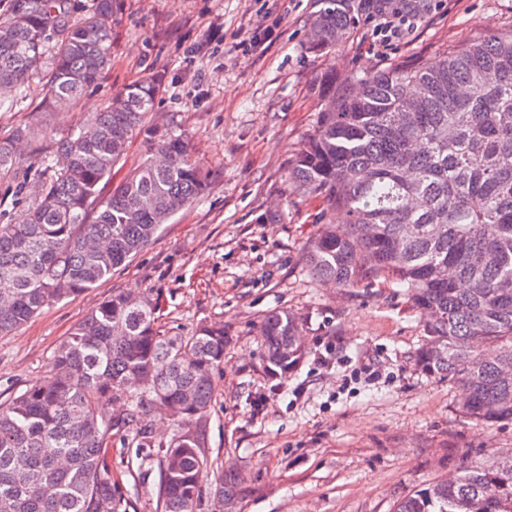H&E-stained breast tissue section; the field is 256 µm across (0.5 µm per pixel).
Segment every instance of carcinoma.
Listing matches in <instances>:
<instances>
[{"mask_svg":"<svg viewBox=\"0 0 512 512\" xmlns=\"http://www.w3.org/2000/svg\"><path fill=\"white\" fill-rule=\"evenodd\" d=\"M437 0H317L309 49L334 51L354 32L394 16L425 22ZM113 0L75 16L74 0H10L0 22V89H19L54 41L45 104L95 86L109 63ZM324 108L288 169L299 192L343 215L305 246L311 273L341 288L377 278L409 288L428 340L427 374L465 392L461 412L512 422V28L467 40L432 66L321 79ZM157 80L112 97L91 125L53 144L39 196L23 219L0 224V335L56 302L94 287L142 251L207 187L188 145L153 118ZM149 153L105 199L100 185L133 134ZM0 141V176L18 167ZM286 310L262 324L271 373L306 354ZM230 338L219 324L162 336L154 298L114 294L98 303L55 351L54 370L0 405V512H129L112 478V431L149 448L146 420L163 413L175 434L160 455L161 512H197L206 463L213 373ZM124 402L126 413L112 415ZM242 493L220 475L214 497ZM394 512H512V470L499 462L462 469L400 500Z\"/></svg>","mask_w":512,"mask_h":512,"instance_id":"cac0c4a2","label":"carcinoma"}]
</instances>
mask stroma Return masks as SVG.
Returning <instances> with one entry per match:
<instances>
[{"label": "stroma", "instance_id": "stroma-1", "mask_svg": "<svg viewBox=\"0 0 512 512\" xmlns=\"http://www.w3.org/2000/svg\"><path fill=\"white\" fill-rule=\"evenodd\" d=\"M315 6L115 0L111 61L94 88L48 109L38 73L0 106V140L19 126L35 130L34 144L16 146L23 163L0 177V224H10L25 209L16 187L35 198L43 178L32 146L48 150L85 129L127 85L161 82L158 117L186 139L207 177L204 196L97 288L0 336V403L49 376L58 346L112 294H152L170 336L223 325L232 341L214 374L197 512H222L212 490L228 469L244 489L235 512H394L415 490L512 449V422L470 420L459 384L418 368L428 335L407 289L382 279L339 288L312 275L305 245L340 216L287 179L323 108L325 70L342 77L435 63L476 34L512 27V0H441L391 47L368 26L323 57L307 48ZM274 310L300 319L306 347L278 380L260 336ZM148 429L152 448L119 431L108 454L133 512H160L159 447L172 427L155 417Z\"/></svg>", "mask_w": 512, "mask_h": 512}]
</instances>
